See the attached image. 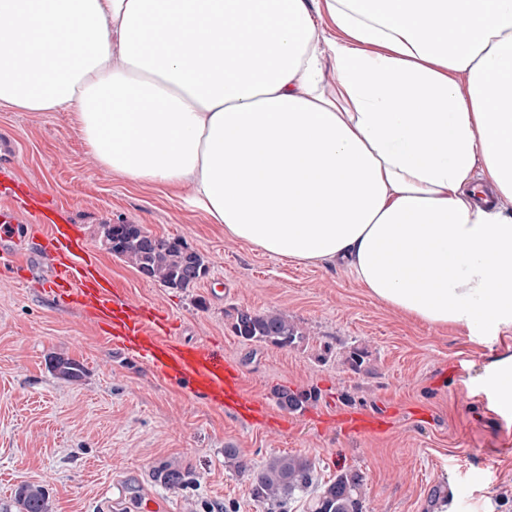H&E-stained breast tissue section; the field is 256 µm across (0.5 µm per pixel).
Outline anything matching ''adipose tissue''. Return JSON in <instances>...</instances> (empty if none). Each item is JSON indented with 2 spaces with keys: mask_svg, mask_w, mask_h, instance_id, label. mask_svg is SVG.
<instances>
[{
  "mask_svg": "<svg viewBox=\"0 0 512 512\" xmlns=\"http://www.w3.org/2000/svg\"><path fill=\"white\" fill-rule=\"evenodd\" d=\"M325 2L320 40L306 0H0V102L70 110L111 172L418 322L512 329V215L472 179L512 197V0Z\"/></svg>",
  "mask_w": 512,
  "mask_h": 512,
  "instance_id": "obj_1",
  "label": "adipose tissue"
}]
</instances>
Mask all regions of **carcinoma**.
Instances as JSON below:
<instances>
[{
    "mask_svg": "<svg viewBox=\"0 0 512 512\" xmlns=\"http://www.w3.org/2000/svg\"><path fill=\"white\" fill-rule=\"evenodd\" d=\"M103 230L110 252L129 260L140 273L167 288H188L208 274L203 256L179 239L156 237L138 224H106ZM232 329L244 342L271 343L280 348L292 347L302 338L294 323L273 311L238 310ZM54 367L73 380L83 375V366L72 359L59 357L55 359ZM277 397L283 409L296 412L306 408L312 394L283 389ZM313 481L314 467L308 459L284 455L274 458L253 475L252 490L260 499L289 500L306 492ZM362 484L363 476L357 472L337 475L311 498L308 512H363ZM15 500L22 506V512H51L49 497L40 486L26 484L19 487Z\"/></svg>",
    "mask_w": 512,
    "mask_h": 512,
    "instance_id": "cac0c4a2",
    "label": "carcinoma"
}]
</instances>
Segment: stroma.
<instances>
[{"label": "stroma", "instance_id": "35a3bbf8", "mask_svg": "<svg viewBox=\"0 0 512 512\" xmlns=\"http://www.w3.org/2000/svg\"><path fill=\"white\" fill-rule=\"evenodd\" d=\"M0 166L47 191L94 250L101 273L137 302L165 309L183 342H215L241 366L247 392L270 422L251 424L114 349L76 311L42 295L41 258L30 274H0V512H17L19 485L44 487L53 512H88L114 485L153 495L171 512H270L252 474L299 455L318 484L362 474L364 512H438L440 491L463 485L452 512H512V405L498 403L512 370V330L474 345L464 334L414 321L364 288L344 264H297L225 236L175 190L119 176L89 154L67 110L29 112L0 104ZM107 224H138L182 240L209 272L186 289L163 286L109 252ZM288 317L302 342L281 349L232 332L236 310ZM365 353L361 370L344 358ZM80 362L70 380L53 357ZM315 392L287 413L279 390ZM345 409L390 412L385 433L348 434ZM236 449L248 471L225 458ZM168 472L182 480L165 481Z\"/></svg>", "mask_w": 512, "mask_h": 512}]
</instances>
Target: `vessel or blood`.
Segmentation results:
<instances>
[{
	"label": "vessel or blood",
	"instance_id": "obj_1",
	"mask_svg": "<svg viewBox=\"0 0 512 512\" xmlns=\"http://www.w3.org/2000/svg\"><path fill=\"white\" fill-rule=\"evenodd\" d=\"M0 264L14 274L26 271L30 252L48 256L53 270L41 291L60 304L76 306L114 345L135 353L163 376L186 381L214 403L252 423L264 422V402L240 391L242 370L225 361L211 345H187L171 336L167 313L159 306L132 302L124 286L104 277L75 224L50 198L0 172ZM345 431L386 432L385 415L353 410L342 415Z\"/></svg>",
	"mask_w": 512,
	"mask_h": 512
}]
</instances>
